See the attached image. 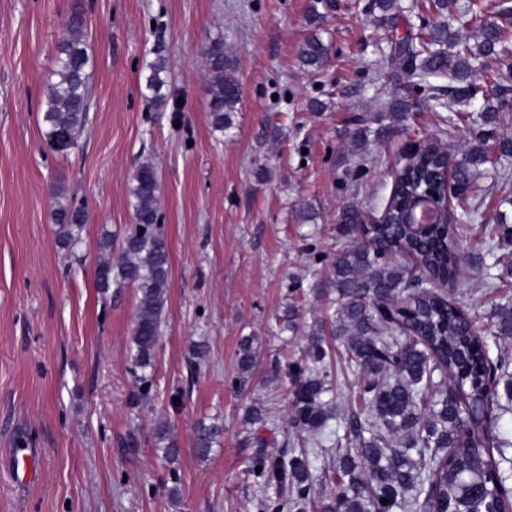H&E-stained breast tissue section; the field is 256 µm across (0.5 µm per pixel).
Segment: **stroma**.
<instances>
[{"mask_svg":"<svg viewBox=\"0 0 512 512\" xmlns=\"http://www.w3.org/2000/svg\"><path fill=\"white\" fill-rule=\"evenodd\" d=\"M372 0H0V512H256L249 472L258 450L297 448L289 361L337 308L327 267L345 202L381 214L401 151L436 139L464 155L469 125L415 92L394 71L373 77L390 42L416 34L411 0L383 24ZM86 20L93 60L92 123L70 154L49 152L40 130L46 84L73 13ZM330 48L320 72L303 67L310 34ZM223 35L237 61L241 105L230 129L211 127L206 46ZM169 65L164 91L178 111H153L146 64ZM415 107L404 118L388 104ZM368 128L353 137L355 124ZM471 201L512 227V155L492 152ZM158 170L170 250L168 301L155 357V391L134 399L130 340L135 288L101 301L98 240L121 245L134 221L128 188L138 165ZM84 205L83 242L69 255L49 219L56 197ZM473 224L453 291L486 322L512 304L503 257L512 239L481 246ZM298 309L294 330L283 327ZM250 340L252 372L241 376ZM208 353L189 368L190 348ZM261 408L265 424L249 423ZM224 434L208 458L200 424ZM181 448H156L159 424ZM27 440L39 453L30 482L9 469ZM178 484L180 496L166 489ZM223 434V427L219 424H202L198 427L195 438V450L198 456L206 458L212 452L213 445Z\"/></svg>","mask_w":512,"mask_h":512,"instance_id":"stroma-1","label":"stroma"}]
</instances>
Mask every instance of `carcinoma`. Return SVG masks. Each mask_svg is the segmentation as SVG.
<instances>
[{
	"instance_id": "carcinoma-1",
	"label": "carcinoma",
	"mask_w": 512,
	"mask_h": 512,
	"mask_svg": "<svg viewBox=\"0 0 512 512\" xmlns=\"http://www.w3.org/2000/svg\"><path fill=\"white\" fill-rule=\"evenodd\" d=\"M420 32L391 45L379 69L398 71L410 86L428 91L436 101L448 96V108L457 103L483 100L478 131L464 158L457 159L445 146L417 156L393 183L388 222L377 224L369 238L357 234L363 212L353 202L341 209L336 225L339 247L328 263L331 284L338 294V320L333 336L342 346L345 367L362 376L352 399V437L355 446L337 448L332 480L336 492L318 501L319 512H485L512 502V488L500 476L512 441L490 431L506 407L500 394L512 392V359L492 347L512 339V304L497 308L487 324H480L460 311L456 302L423 283L426 275L437 282L453 283L460 275V246L478 211L469 205L479 167L492 162L490 152L498 147L512 154V139L498 134L496 125L512 119L509 101L502 95L505 73L475 79L474 62L496 55L512 57V38L489 23L483 27L480 44L472 47L459 31L478 20L483 0H427L417 3ZM83 26L74 14L71 35L59 45L56 68L47 83L41 116L47 148L64 156L79 145L90 123L91 56L77 35ZM330 48L317 35L309 36L301 50L303 65L314 72L327 64ZM208 62V112L210 124L222 132L233 125L232 115L241 102L239 83L224 55V39L211 40ZM168 64L157 58L148 65L146 87L150 102L165 111ZM444 76L448 88L430 84ZM455 163V178L463 193L455 203L448 223L437 224L419 237L405 224L397 223V208L406 203L418 186L433 179L439 169L436 157ZM160 183L156 166L141 164L135 171L129 196L135 223L125 230L121 249L112 256V234L101 235L102 256L95 267L96 287L102 297L112 288L130 286L138 295L132 329L131 371L137 382L136 399L154 392V358L160 340L168 294L169 248L164 217L156 205ZM51 221L57 241L70 252L82 243L87 213L82 206L56 202ZM398 247L411 256L409 268L382 255ZM419 274H414V271ZM305 357L288 364L293 385V426L305 434L298 454L275 459L260 450L250 472L261 487L256 498L258 512H300L311 501L318 477L310 454L321 448L322 430L329 419L341 413L342 403L323 400L328 392L324 330L309 339ZM223 434L219 424H202L195 438L198 456L206 458ZM158 449L174 463L180 455L177 440L165 425L156 428ZM261 471H256V468ZM275 489L271 496L267 490ZM387 503H381V499Z\"/></svg>"
}]
</instances>
